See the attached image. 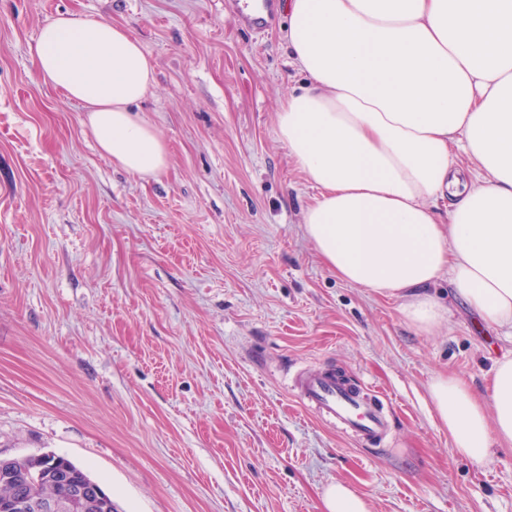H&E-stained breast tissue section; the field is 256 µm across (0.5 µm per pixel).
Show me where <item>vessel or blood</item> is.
I'll use <instances>...</instances> for the list:
<instances>
[{
	"label": "vessel or blood",
	"mask_w": 512,
	"mask_h": 512,
	"mask_svg": "<svg viewBox=\"0 0 512 512\" xmlns=\"http://www.w3.org/2000/svg\"><path fill=\"white\" fill-rule=\"evenodd\" d=\"M236 22L250 29H269L276 23L271 8L238 10ZM295 395L301 404L315 412L325 422L357 441L378 444L389 430L388 416L382 406L366 394L363 388L324 367L301 372L293 381Z\"/></svg>",
	"instance_id": "1"
}]
</instances>
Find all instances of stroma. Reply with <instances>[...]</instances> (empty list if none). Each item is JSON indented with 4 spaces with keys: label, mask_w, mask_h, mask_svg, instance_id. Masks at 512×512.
Returning <instances> with one entry per match:
<instances>
[{
    "label": "stroma",
    "mask_w": 512,
    "mask_h": 512,
    "mask_svg": "<svg viewBox=\"0 0 512 512\" xmlns=\"http://www.w3.org/2000/svg\"><path fill=\"white\" fill-rule=\"evenodd\" d=\"M236 0H0V456L84 468L114 512H323L347 483L371 512H512V450L476 464L429 404L438 374L486 394L512 341L434 290L427 336L347 283L302 217L317 190L276 135L302 80L285 39ZM127 27L155 68L137 106L167 141L157 177L97 148L31 46L60 13ZM367 384L379 450L306 409L295 375ZM235 21L250 29H269L275 25L276 16L271 8L260 9L252 6L248 11L238 9Z\"/></svg>",
    "instance_id": "stroma-1"
}]
</instances>
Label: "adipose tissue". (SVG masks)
Returning <instances> with one entry per match:
<instances>
[{"label":"adipose tissue","instance_id":"1","mask_svg":"<svg viewBox=\"0 0 512 512\" xmlns=\"http://www.w3.org/2000/svg\"><path fill=\"white\" fill-rule=\"evenodd\" d=\"M286 39L307 82L282 101L276 132L319 191L303 224L320 259L398 299L428 336L448 322L430 291L448 275L512 339V0H290ZM32 53L116 166L166 169V140L135 109L154 65L126 29L61 14ZM428 394L460 455L483 463L512 447V352L495 361L488 397L442 374Z\"/></svg>","mask_w":512,"mask_h":512}]
</instances>
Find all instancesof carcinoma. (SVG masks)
<instances>
[{"mask_svg": "<svg viewBox=\"0 0 512 512\" xmlns=\"http://www.w3.org/2000/svg\"><path fill=\"white\" fill-rule=\"evenodd\" d=\"M13 471L16 481L0 479V503L20 494L29 498L58 497L68 494L66 485L53 480L50 464L36 455L20 458H0V465ZM78 512H113L112 497L107 493L93 495L91 503L83 506Z\"/></svg>", "mask_w": 512, "mask_h": 512, "instance_id": "cac0c4a2", "label": "carcinoma"}]
</instances>
